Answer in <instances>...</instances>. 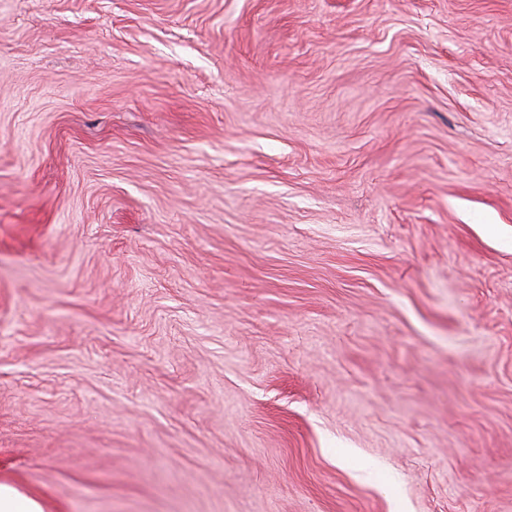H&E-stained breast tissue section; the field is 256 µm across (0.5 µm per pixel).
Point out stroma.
Returning <instances> with one entry per match:
<instances>
[{"instance_id": "stroma-1", "label": "stroma", "mask_w": 512, "mask_h": 512, "mask_svg": "<svg viewBox=\"0 0 512 512\" xmlns=\"http://www.w3.org/2000/svg\"><path fill=\"white\" fill-rule=\"evenodd\" d=\"M4 479L512 512V0H0Z\"/></svg>"}]
</instances>
